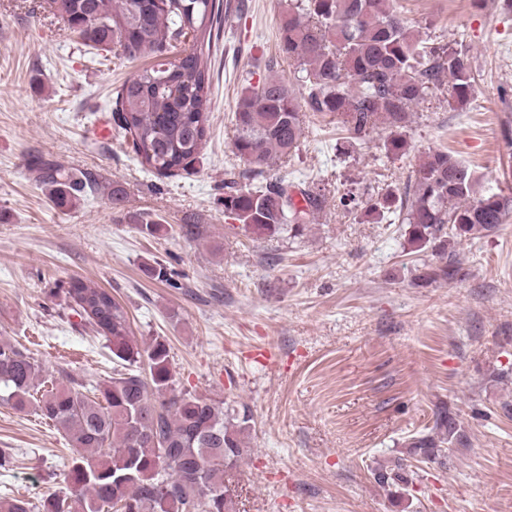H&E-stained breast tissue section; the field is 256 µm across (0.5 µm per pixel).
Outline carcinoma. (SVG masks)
Segmentation results:
<instances>
[{
  "label": "carcinoma",
  "mask_w": 512,
  "mask_h": 512,
  "mask_svg": "<svg viewBox=\"0 0 512 512\" xmlns=\"http://www.w3.org/2000/svg\"><path fill=\"white\" fill-rule=\"evenodd\" d=\"M68 27L95 49L118 48L131 60L157 63L126 80L116 92L122 114L118 133L133 143L145 168L164 175L184 170L201 153L209 131L210 61L205 48L223 21L242 9L230 0H51ZM191 46L173 75L163 61L173 42ZM280 50L297 64L312 112L340 117L350 138L362 141L377 128L384 147L406 153L414 108L448 83V104L473 98L471 58L458 43L414 37L394 0H306L280 25ZM302 114L294 92L269 75L247 86L235 111L234 153L261 175L286 162L299 147ZM49 199L66 207L93 187L72 178L55 160L38 163ZM478 181L447 150H436L410 171L403 190L388 185L364 213L375 222L406 225L408 253L429 249L438 262L416 279L451 281L460 271L451 241L488 236L512 213V197L478 195ZM320 190L298 188L282 177L245 189L224 179V213L258 237L298 236L325 208ZM69 304L84 303L80 319L105 339L117 364L112 378L83 391L80 384L51 386L36 399L42 418L61 429L76 450L65 474L66 492L40 506L24 498L0 501V512H235L224 473L249 451L252 414L222 398L178 393L165 341L139 343L128 314L112 292L72 279ZM44 369L15 344L0 340V404L24 410ZM431 435L415 437L411 454L443 461L461 437L448 410L436 413Z\"/></svg>",
  "instance_id": "obj_1"
}]
</instances>
